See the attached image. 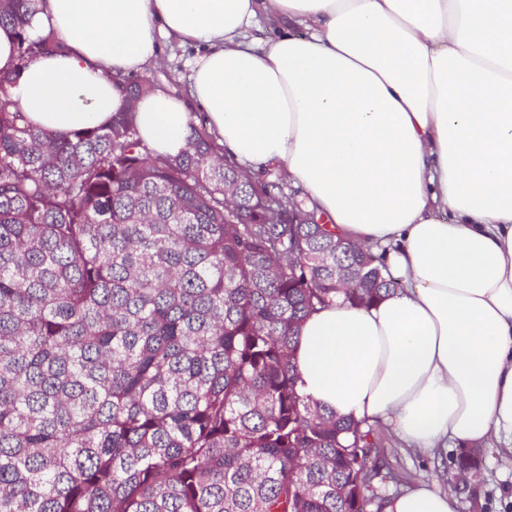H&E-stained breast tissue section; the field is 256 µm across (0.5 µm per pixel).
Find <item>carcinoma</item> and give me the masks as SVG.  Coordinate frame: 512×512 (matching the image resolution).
I'll list each match as a JSON object with an SVG mask.
<instances>
[{
    "instance_id": "cac0c4a2",
    "label": "carcinoma",
    "mask_w": 512,
    "mask_h": 512,
    "mask_svg": "<svg viewBox=\"0 0 512 512\" xmlns=\"http://www.w3.org/2000/svg\"><path fill=\"white\" fill-rule=\"evenodd\" d=\"M0 0L20 61L59 47ZM0 76V512H384L366 421L298 387L300 325L400 288L370 250L260 191L191 127L153 158L122 80L105 127L52 134ZM244 207L224 216V175ZM360 270L336 288V267ZM257 215L256 223L264 224L274 220L278 224H295L292 214L288 211V215L275 205L272 199H261L260 206L255 208Z\"/></svg>"
}]
</instances>
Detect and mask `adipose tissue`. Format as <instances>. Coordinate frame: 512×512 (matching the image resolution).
<instances>
[{
    "label": "adipose tissue",
    "instance_id": "obj_1",
    "mask_svg": "<svg viewBox=\"0 0 512 512\" xmlns=\"http://www.w3.org/2000/svg\"><path fill=\"white\" fill-rule=\"evenodd\" d=\"M30 32L58 48L20 64L0 27V74L61 134L107 125L163 41L196 46L187 96L138 103L154 156L185 149L197 106L243 168L282 164L338 235L389 247L404 283L301 324L302 394L423 449L497 441L512 470V0H38ZM455 505L423 483L385 512Z\"/></svg>",
    "mask_w": 512,
    "mask_h": 512
}]
</instances>
